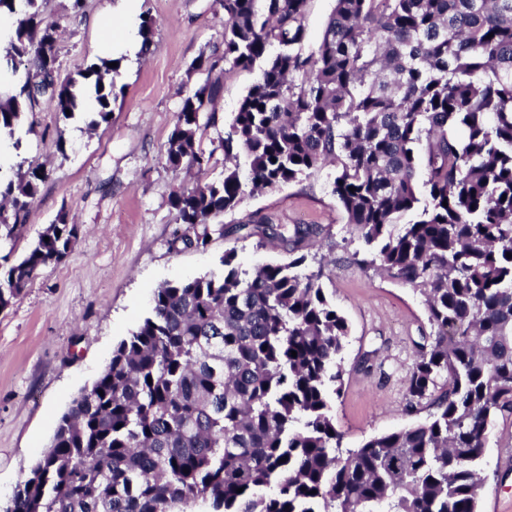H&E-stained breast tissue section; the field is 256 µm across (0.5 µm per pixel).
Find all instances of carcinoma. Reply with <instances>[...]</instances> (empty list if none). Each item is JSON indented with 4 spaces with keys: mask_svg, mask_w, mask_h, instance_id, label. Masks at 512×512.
I'll return each mask as SVG.
<instances>
[{
    "mask_svg": "<svg viewBox=\"0 0 512 512\" xmlns=\"http://www.w3.org/2000/svg\"><path fill=\"white\" fill-rule=\"evenodd\" d=\"M24 2L0 57L27 64L19 90L0 95L10 132L43 97L77 108L58 23ZM308 2L218 0L223 50L192 64L205 79L176 113L169 169L212 166L197 133L216 123L219 65L258 73L218 136L223 178L180 183L170 204L197 229L185 246L205 247L209 225L247 195L334 166L332 194L367 246L358 263L425 297L431 332L407 391L434 412L342 451L330 399L348 325L322 270L300 272V256L248 272L227 252L224 273L157 288L11 512H478L489 424L512 414V0H335L305 54ZM112 62L83 73L95 126L112 119ZM45 180L37 167L0 178V240L17 237ZM252 229L291 251L317 233ZM78 236L62 210L19 259L0 256V312Z\"/></svg>",
    "mask_w": 512,
    "mask_h": 512,
    "instance_id": "carcinoma-1",
    "label": "carcinoma"
}]
</instances>
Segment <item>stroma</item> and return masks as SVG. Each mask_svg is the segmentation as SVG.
Returning a JSON list of instances; mask_svg holds the SVG:
<instances>
[{"instance_id": "35a3bbf8", "label": "stroma", "mask_w": 512, "mask_h": 512, "mask_svg": "<svg viewBox=\"0 0 512 512\" xmlns=\"http://www.w3.org/2000/svg\"><path fill=\"white\" fill-rule=\"evenodd\" d=\"M134 5L129 18L120 0H85L77 15L70 0L42 2L45 18L59 23L60 73L73 78L101 57L102 33L92 19L105 7L113 9V35L139 26L145 14L155 25L146 56L118 58L119 94L110 124L91 128L95 107L87 94L69 117L41 103L7 138L0 176H16L20 163L35 162L47 180L29 206L21 237L1 240L0 255H22L62 210L81 231L64 261L45 269L0 312V512L25 480L26 467L47 450L73 399L98 379L113 348L151 315L158 287L222 271L228 251L246 270L289 260L280 243L244 231V224L262 216L320 230L304 249L303 268L322 270L326 296L349 327L340 395L331 410L343 447H359L431 413L424 401L416 412L406 411L414 343L430 330L424 298L353 263V253L365 244L331 192L334 168L246 196L211 225L207 247L177 243L189 229L176 224L169 195L180 176L163 154L175 115L200 80L193 61L222 43L224 13L217 0ZM255 78V72L241 69L222 75L217 123L197 135L214 153L208 180L224 174V153L214 143ZM481 471L478 512H512V416L497 415L491 424Z\"/></svg>"}]
</instances>
